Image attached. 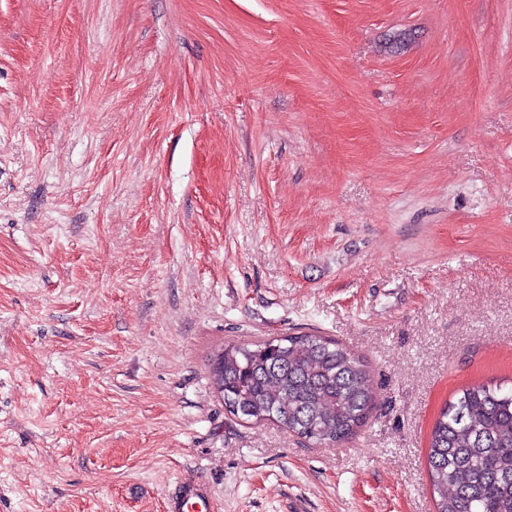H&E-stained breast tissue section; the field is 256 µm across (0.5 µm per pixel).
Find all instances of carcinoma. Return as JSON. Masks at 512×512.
I'll list each match as a JSON object with an SVG mask.
<instances>
[{"mask_svg": "<svg viewBox=\"0 0 512 512\" xmlns=\"http://www.w3.org/2000/svg\"><path fill=\"white\" fill-rule=\"evenodd\" d=\"M212 375L230 414L274 421L320 446L347 442L374 406L364 358L313 333L228 345ZM428 476L436 512H512V388L471 386L445 404Z\"/></svg>", "mask_w": 512, "mask_h": 512, "instance_id": "obj_1", "label": "carcinoma"}]
</instances>
